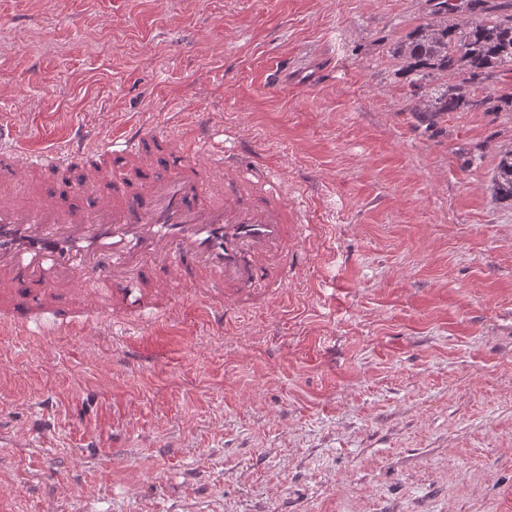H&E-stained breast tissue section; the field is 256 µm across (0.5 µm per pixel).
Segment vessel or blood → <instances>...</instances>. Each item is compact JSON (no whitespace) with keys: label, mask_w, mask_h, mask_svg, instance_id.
Masks as SVG:
<instances>
[{"label":"vessel or blood","mask_w":512,"mask_h":512,"mask_svg":"<svg viewBox=\"0 0 512 512\" xmlns=\"http://www.w3.org/2000/svg\"><path fill=\"white\" fill-rule=\"evenodd\" d=\"M158 151L180 163L146 179ZM0 158L10 166L0 180V298L21 282L40 293L33 309L0 312V325L44 339L46 357L66 294L106 293L116 322L174 313L191 300L220 324L255 289L276 287L289 243L309 232L280 178L258 176L250 157L196 113L184 127L134 125L106 141L97 127L78 126L38 155L0 125ZM75 165L80 176L69 189L95 195L92 210L53 194L20 195L36 170L62 175ZM93 318L85 311L67 319L90 347Z\"/></svg>","instance_id":"1"}]
</instances>
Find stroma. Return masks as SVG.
<instances>
[{
	"instance_id": "obj_1",
	"label": "stroma",
	"mask_w": 512,
	"mask_h": 512,
	"mask_svg": "<svg viewBox=\"0 0 512 512\" xmlns=\"http://www.w3.org/2000/svg\"><path fill=\"white\" fill-rule=\"evenodd\" d=\"M427 0H0L24 142L199 112L302 195L287 288L226 322L0 331V512H512V112L429 126ZM491 182L496 197L512 200V145L501 151Z\"/></svg>"
}]
</instances>
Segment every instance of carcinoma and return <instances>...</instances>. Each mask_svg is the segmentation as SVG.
<instances>
[{"mask_svg":"<svg viewBox=\"0 0 512 512\" xmlns=\"http://www.w3.org/2000/svg\"><path fill=\"white\" fill-rule=\"evenodd\" d=\"M428 2V20L394 47L404 72L421 82L445 79L414 111L432 120L461 107L501 111L509 102L490 94L473 99L471 93L483 87L490 74L512 72V0H501L493 8L488 0ZM450 14L460 20L448 22ZM491 182L496 197L512 200V147L501 151Z\"/></svg>","mask_w":512,"mask_h":512,"instance_id":"cac0c4a2","label":"carcinoma"}]
</instances>
